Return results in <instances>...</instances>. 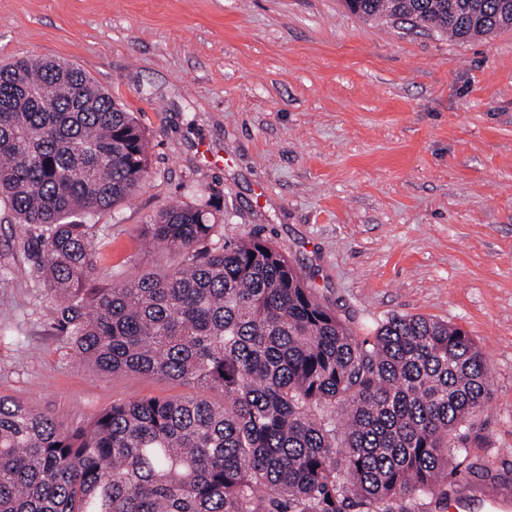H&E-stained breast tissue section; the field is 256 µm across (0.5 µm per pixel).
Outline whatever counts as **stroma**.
Returning a JSON list of instances; mask_svg holds the SVG:
<instances>
[{
  "label": "stroma",
  "mask_w": 512,
  "mask_h": 512,
  "mask_svg": "<svg viewBox=\"0 0 512 512\" xmlns=\"http://www.w3.org/2000/svg\"><path fill=\"white\" fill-rule=\"evenodd\" d=\"M68 60L136 112L150 175L93 228L98 277L160 264L164 206L217 202V238L272 239L373 335L394 314L463 328L489 367L472 470L413 512H512V30L459 42L343 0H0V63ZM0 205V395L60 421L188 387L80 364Z\"/></svg>",
  "instance_id": "stroma-1"
}]
</instances>
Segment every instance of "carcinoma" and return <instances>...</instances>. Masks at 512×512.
Returning <instances> with one entry per match:
<instances>
[{
    "mask_svg": "<svg viewBox=\"0 0 512 512\" xmlns=\"http://www.w3.org/2000/svg\"><path fill=\"white\" fill-rule=\"evenodd\" d=\"M365 21L465 41L512 29V0H344ZM135 113L81 69L0 66V204L32 237L54 326L101 373L192 396L116 402L67 425L0 396V512H411L491 397L460 327L392 315L361 339L260 236L214 239L211 201L145 229L173 263L100 283L93 221L147 180Z\"/></svg>",
    "mask_w": 512,
    "mask_h": 512,
    "instance_id": "obj_1",
    "label": "carcinoma"
}]
</instances>
